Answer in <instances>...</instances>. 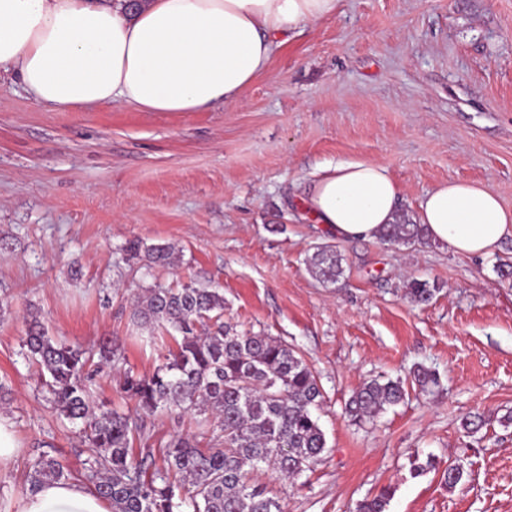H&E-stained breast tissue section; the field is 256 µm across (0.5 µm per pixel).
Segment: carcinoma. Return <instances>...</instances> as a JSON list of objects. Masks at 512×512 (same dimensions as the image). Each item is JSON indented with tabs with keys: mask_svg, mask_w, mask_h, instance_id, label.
Returning <instances> with one entry per match:
<instances>
[{
	"mask_svg": "<svg viewBox=\"0 0 512 512\" xmlns=\"http://www.w3.org/2000/svg\"><path fill=\"white\" fill-rule=\"evenodd\" d=\"M379 240L420 243L423 227L408 220L385 224ZM126 252L131 259L143 255L151 263L167 264L171 247L144 248L133 241ZM311 266L327 283L345 273L341 254L332 248L319 250ZM438 291L436 284L415 279L406 295L413 303L427 304ZM134 318L171 332L175 349L151 374L125 372L121 397L134 403L138 415L178 410L213 416L208 446L176 437L157 449L145 442L144 455L137 456L134 441L142 428L129 413L93 404L88 390L94 359L112 363V340H102L97 352H89L54 340L34 318L24 342L27 354L41 367L59 416L78 426L93 450L81 473L83 482L110 503L111 512H183L184 506L192 512H285L253 475L269 471L295 478L326 451L325 432L313 413L323 393L302 355L277 338L241 331L232 319H224V293L218 288L148 287L136 296ZM413 383L422 392L439 386L437 376L425 369L413 373ZM406 394L399 378H373L353 393L345 412L354 421L373 420ZM70 477L61 461L42 457L28 481L33 489ZM392 496L386 487L359 503L357 512H387Z\"/></svg>",
	"mask_w": 512,
	"mask_h": 512,
	"instance_id": "cac0c4a2",
	"label": "carcinoma"
}]
</instances>
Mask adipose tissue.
<instances>
[{"label": "adipose tissue", "mask_w": 512, "mask_h": 512, "mask_svg": "<svg viewBox=\"0 0 512 512\" xmlns=\"http://www.w3.org/2000/svg\"><path fill=\"white\" fill-rule=\"evenodd\" d=\"M338 0H0V73L18 75L59 110L120 104L198 112L238 99L285 35L335 15ZM401 188L375 161L323 169L306 202L342 240H374L395 223ZM426 236L455 254H493L512 210L480 182H448L419 205ZM4 512H110L81 481L48 482Z\"/></svg>", "instance_id": "adipose-tissue-1"}]
</instances>
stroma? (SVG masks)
<instances>
[{
	"label": "stroma",
	"mask_w": 512,
	"mask_h": 512,
	"mask_svg": "<svg viewBox=\"0 0 512 512\" xmlns=\"http://www.w3.org/2000/svg\"><path fill=\"white\" fill-rule=\"evenodd\" d=\"M376 161L415 219L435 186L487 182L512 209V0H339L334 16L290 34L235 101L199 112L117 104L61 111L0 76V415L21 454L0 500L26 494L43 454L72 472L91 457L42 392L23 353L27 324L85 348L112 339L95 401L131 411L119 373L152 372L173 340L132 315L138 290L218 288L241 329L295 348L317 372L328 451L289 481H261L286 512H353L386 486L388 512H512V238L470 258L432 242L340 240L309 218L322 167ZM167 244L170 266L126 259L132 241ZM331 246L344 277L310 259ZM435 282L426 305L406 284ZM435 371L374 421L344 405L378 375ZM485 421L465 432L464 417ZM153 441L198 435L193 413L145 421ZM435 469L412 476V460ZM463 479L448 488L442 471ZM342 261L343 258L337 250L326 247L311 258V266L323 282L336 283L345 273Z\"/></svg>",
	"instance_id": "stroma-1"
}]
</instances>
